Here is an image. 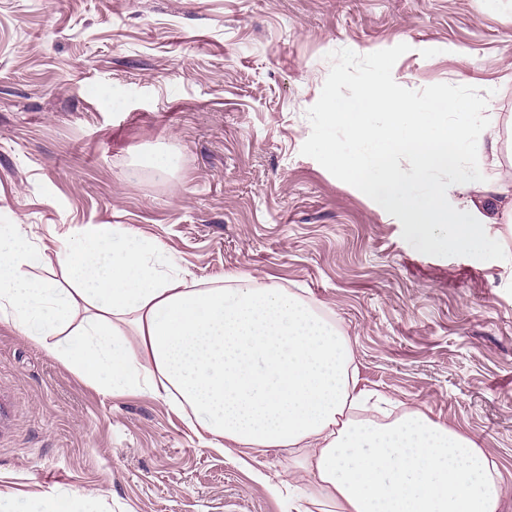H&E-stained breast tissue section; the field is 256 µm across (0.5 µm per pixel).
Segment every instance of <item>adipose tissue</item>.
Returning a JSON list of instances; mask_svg holds the SVG:
<instances>
[{
    "label": "adipose tissue",
    "instance_id": "1",
    "mask_svg": "<svg viewBox=\"0 0 512 512\" xmlns=\"http://www.w3.org/2000/svg\"><path fill=\"white\" fill-rule=\"evenodd\" d=\"M486 106L413 101L380 71L363 94L328 102L316 148L426 247L483 253L495 242L476 198L497 190V171L466 200L439 181L418 196L397 157L464 176L499 141L467 123ZM45 252L21 222L0 224V315L103 394L163 397L219 451L298 453L310 480L288 478L289 491L336 512H499L497 465L470 438L418 408L374 419L382 396L360 386L349 338L313 304L252 277L196 287L153 241L109 224L75 227L55 249L64 285L30 274Z\"/></svg>",
    "mask_w": 512,
    "mask_h": 512
}]
</instances>
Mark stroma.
<instances>
[{"label": "stroma", "mask_w": 512, "mask_h": 512, "mask_svg": "<svg viewBox=\"0 0 512 512\" xmlns=\"http://www.w3.org/2000/svg\"><path fill=\"white\" fill-rule=\"evenodd\" d=\"M379 71L414 100L490 97L497 248L424 247L318 154L328 99ZM157 152L177 167L143 166ZM511 214L512 0H0V224L50 247L130 228L199 286L251 276L321 307L361 386L496 461L500 512ZM0 405V512H293L268 488L287 453L210 449L163 398L103 394L1 319Z\"/></svg>", "instance_id": "obj_1"}]
</instances>
